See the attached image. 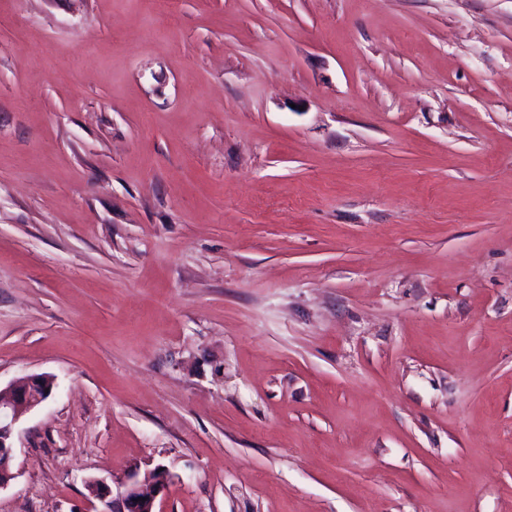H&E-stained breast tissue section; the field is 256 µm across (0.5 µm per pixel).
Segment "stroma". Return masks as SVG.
<instances>
[{
	"label": "stroma",
	"instance_id": "35a3bbf8",
	"mask_svg": "<svg viewBox=\"0 0 512 512\" xmlns=\"http://www.w3.org/2000/svg\"><path fill=\"white\" fill-rule=\"evenodd\" d=\"M0 512H512V0H0ZM53 387V378L48 375L29 376L4 389L0 387V490L17 477L9 467L14 458L12 437L16 424L46 401L51 396ZM160 468L163 467H156L143 479L131 477L125 483L121 495L112 501H106L111 494V488L103 480H93L88 486L91 494L106 502L109 510L103 512H157V498L168 485V473L164 468L160 471ZM139 497L146 498V501H138Z\"/></svg>",
	"mask_w": 512,
	"mask_h": 512
}]
</instances>
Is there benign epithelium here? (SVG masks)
Instances as JSON below:
<instances>
[{"mask_svg":"<svg viewBox=\"0 0 512 512\" xmlns=\"http://www.w3.org/2000/svg\"><path fill=\"white\" fill-rule=\"evenodd\" d=\"M54 381L48 375L22 378L8 387L0 388V490L17 477L9 463L14 458L12 443L16 424L26 414L51 396ZM168 485V473L155 468L142 479L131 477L121 495L110 501L111 488L102 480H93L89 489L98 499L106 502L107 512H156V501Z\"/></svg>","mask_w":512,"mask_h":512,"instance_id":"benign-epithelium-1","label":"benign epithelium"}]
</instances>
